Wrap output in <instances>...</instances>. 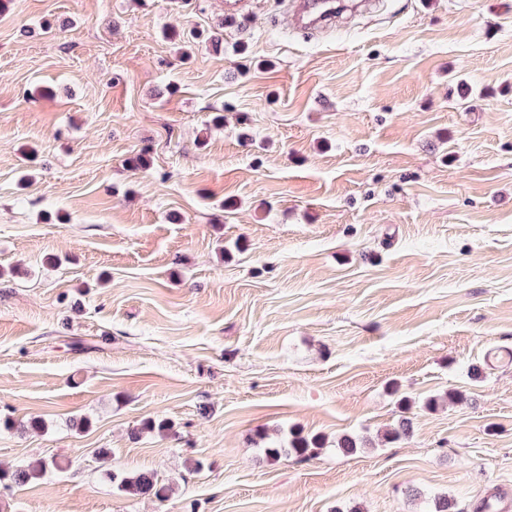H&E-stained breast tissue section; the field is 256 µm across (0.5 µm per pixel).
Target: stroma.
Instances as JSON below:
<instances>
[{
  "mask_svg": "<svg viewBox=\"0 0 512 512\" xmlns=\"http://www.w3.org/2000/svg\"><path fill=\"white\" fill-rule=\"evenodd\" d=\"M510 351L512 0L318 33L285 0H7L0 468L58 465L0 512L505 510ZM264 430L323 448L273 461ZM118 488L131 497L153 496L162 501L168 497L169 488L161 485L154 473L139 472L124 476L119 480Z\"/></svg>",
  "mask_w": 512,
  "mask_h": 512,
  "instance_id": "stroma-1",
  "label": "stroma"
}]
</instances>
